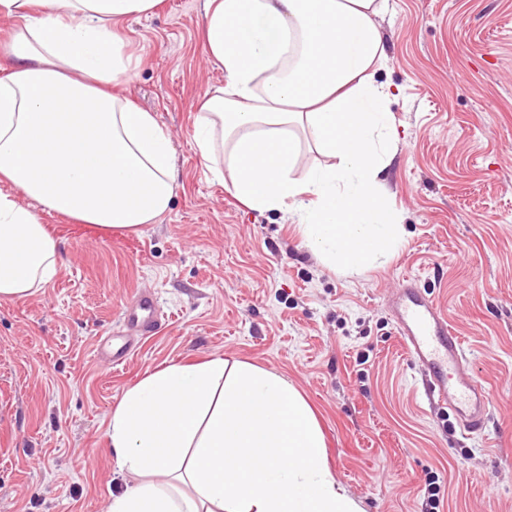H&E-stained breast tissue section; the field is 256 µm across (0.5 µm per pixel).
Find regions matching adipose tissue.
Masks as SVG:
<instances>
[{"mask_svg":"<svg viewBox=\"0 0 512 512\" xmlns=\"http://www.w3.org/2000/svg\"><path fill=\"white\" fill-rule=\"evenodd\" d=\"M161 0H0V302L57 275L39 210L123 235L155 223L176 179L171 138L117 88L136 70L121 22ZM388 0H201L205 92L195 144L258 212L293 214L343 271L388 260L402 224L379 192L395 148L377 18ZM333 165L295 177L294 127ZM28 205L18 203V196ZM104 438L130 483L107 512H360L327 462L306 399L278 373L220 355L170 363L125 389Z\"/></svg>","mask_w":512,"mask_h":512,"instance_id":"ef3b65f1","label":"adipose tissue"}]
</instances>
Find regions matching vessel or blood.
<instances>
[{"label":"vessel or blood","mask_w":512,"mask_h":512,"mask_svg":"<svg viewBox=\"0 0 512 512\" xmlns=\"http://www.w3.org/2000/svg\"><path fill=\"white\" fill-rule=\"evenodd\" d=\"M396 333L410 359L420 366L424 394L429 402L448 406L463 431H479L490 401L487 387L472 377L459 375L463 362V343L449 326L448 319L435 301L405 280L391 302ZM160 317L154 294L139 291L123 307L122 335L100 344V357L117 367L128 360L131 337L152 333Z\"/></svg>","instance_id":"1"}]
</instances>
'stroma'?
<instances>
[{
	"label": "stroma",
	"mask_w": 512,
	"mask_h": 512,
	"mask_svg": "<svg viewBox=\"0 0 512 512\" xmlns=\"http://www.w3.org/2000/svg\"><path fill=\"white\" fill-rule=\"evenodd\" d=\"M200 0H162L119 25L141 62L118 91L170 133L169 210L124 238L73 232L52 282L0 303V512H106L123 489L102 444L124 390L165 363L212 354L286 376L323 430L328 464L363 512H512V0H391L376 78L398 142L383 184L402 214L390 261L331 270L283 211L257 212L204 167L197 102L224 73L203 49ZM416 278L491 390L483 430L462 438L427 403L388 299ZM165 315L124 365L95 353L136 290Z\"/></svg>",
	"instance_id": "1"
}]
</instances>
